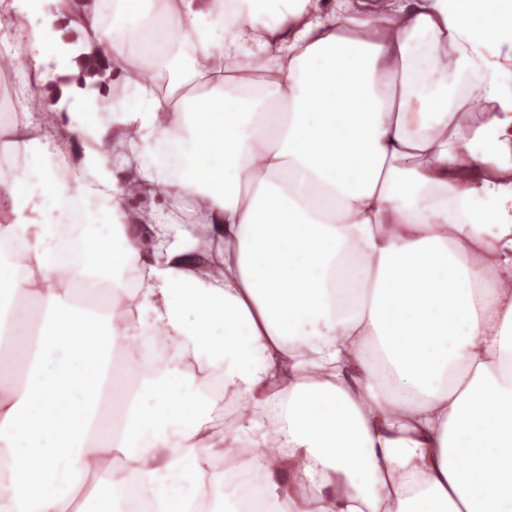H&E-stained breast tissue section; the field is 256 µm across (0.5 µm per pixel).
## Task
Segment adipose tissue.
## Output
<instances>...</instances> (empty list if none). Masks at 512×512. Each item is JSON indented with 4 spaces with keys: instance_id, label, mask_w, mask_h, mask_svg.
Returning <instances> with one entry per match:
<instances>
[{
    "instance_id": "ef3b65f1",
    "label": "adipose tissue",
    "mask_w": 512,
    "mask_h": 512,
    "mask_svg": "<svg viewBox=\"0 0 512 512\" xmlns=\"http://www.w3.org/2000/svg\"><path fill=\"white\" fill-rule=\"evenodd\" d=\"M458 2L0 0L33 77L0 115V512H512V0ZM68 29L108 95L49 89Z\"/></svg>"
}]
</instances>
